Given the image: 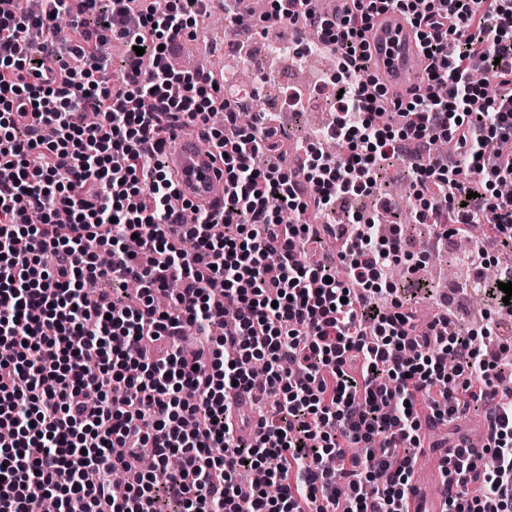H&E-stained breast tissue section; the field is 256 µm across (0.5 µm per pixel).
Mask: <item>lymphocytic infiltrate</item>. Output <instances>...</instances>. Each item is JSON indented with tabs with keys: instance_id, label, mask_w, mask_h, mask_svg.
Masks as SVG:
<instances>
[{
	"instance_id": "f902f5d3",
	"label": "lymphocytic infiltrate",
	"mask_w": 512,
	"mask_h": 512,
	"mask_svg": "<svg viewBox=\"0 0 512 512\" xmlns=\"http://www.w3.org/2000/svg\"><path fill=\"white\" fill-rule=\"evenodd\" d=\"M0 0V512H32L46 496L58 512H405L423 451L421 422L483 410L481 454L462 444L441 468L453 480L443 512H512V396L481 331L414 325L412 307L386 310L387 272L403 253L397 225L352 216L343 276L300 247L320 242L285 224L377 190V167L426 151L415 167L435 185L417 220L447 212L484 224L477 261L512 248V0H348L340 20L315 17L312 0H275L276 21L333 43L331 138L300 169L284 167L263 123L236 125L238 101L212 75L174 69L166 47L203 14V0H42L37 13ZM403 13L424 58L421 83L391 96L368 70V33L387 10ZM69 33L57 41L56 26ZM127 48L111 86L107 47ZM143 55H136V48ZM52 78L33 82L41 61ZM495 77L488 96L473 76ZM225 127H210L213 111ZM182 124L205 128L224 168V206L182 221L174 176L153 165ZM441 139L454 155L429 152ZM497 143V161L480 154ZM137 239L139 250L125 244ZM113 276L141 284L121 304L85 285ZM236 321L209 333L226 309ZM195 327L198 344L180 340ZM241 388L273 410L255 442L237 444L229 394ZM359 445L348 454L349 445ZM153 450L152 468L140 452ZM126 475L123 486L112 470ZM477 494H470V486Z\"/></svg>"
}]
</instances>
